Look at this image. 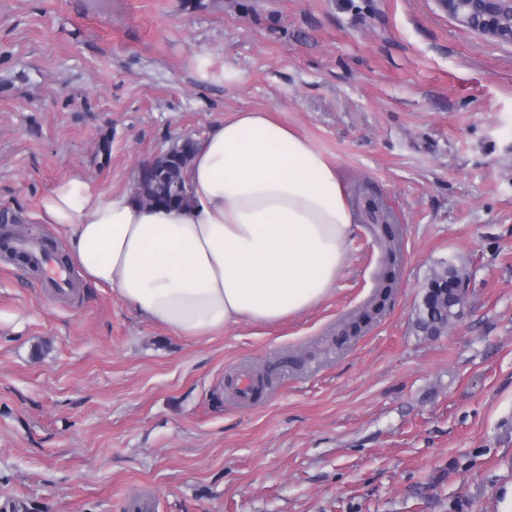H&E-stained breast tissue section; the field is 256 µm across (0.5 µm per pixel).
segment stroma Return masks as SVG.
I'll return each instance as SVG.
<instances>
[{
    "label": "stroma",
    "mask_w": 512,
    "mask_h": 512,
    "mask_svg": "<svg viewBox=\"0 0 512 512\" xmlns=\"http://www.w3.org/2000/svg\"><path fill=\"white\" fill-rule=\"evenodd\" d=\"M240 111L337 167L357 228L319 306L190 339L109 288L0 259V512H501L512 486V46L435 0H0V215L138 168ZM109 154L99 151L103 137ZM397 287L357 337L383 270ZM464 266L462 317L415 309ZM271 384L236 402L240 379ZM467 273L455 265L435 271L425 287L421 303L416 309L415 326L427 337H438L448 330L458 317V306L464 307L467 301L468 280L457 288L456 283Z\"/></svg>",
    "instance_id": "1"
}]
</instances>
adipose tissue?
<instances>
[{"label": "adipose tissue", "instance_id": "ef3b65f1", "mask_svg": "<svg viewBox=\"0 0 512 512\" xmlns=\"http://www.w3.org/2000/svg\"><path fill=\"white\" fill-rule=\"evenodd\" d=\"M189 184L190 204L167 210L72 176L43 197L40 218L85 282L187 338L273 324L330 295L354 217L309 139L269 113H236L197 141Z\"/></svg>", "mask_w": 512, "mask_h": 512}]
</instances>
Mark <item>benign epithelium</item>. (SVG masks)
<instances>
[{
	"instance_id": "benign-epithelium-1",
	"label": "benign epithelium",
	"mask_w": 512,
	"mask_h": 512,
	"mask_svg": "<svg viewBox=\"0 0 512 512\" xmlns=\"http://www.w3.org/2000/svg\"><path fill=\"white\" fill-rule=\"evenodd\" d=\"M448 16L502 45L512 46V0H436Z\"/></svg>"
}]
</instances>
